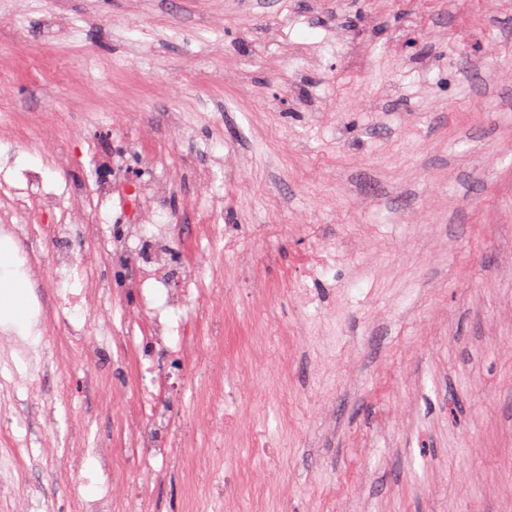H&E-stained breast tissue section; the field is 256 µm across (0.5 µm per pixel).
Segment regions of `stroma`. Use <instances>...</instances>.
<instances>
[{"mask_svg":"<svg viewBox=\"0 0 512 512\" xmlns=\"http://www.w3.org/2000/svg\"><path fill=\"white\" fill-rule=\"evenodd\" d=\"M117 159L166 173L171 281L212 290L236 368L216 401L213 360L175 384L193 445L148 512H512V0H0V181L97 221L70 290L99 347L0 345V512L137 483Z\"/></svg>","mask_w":512,"mask_h":512,"instance_id":"obj_1","label":"stroma"}]
</instances>
